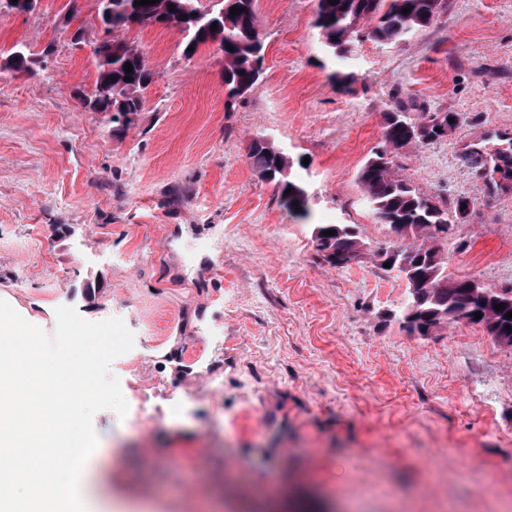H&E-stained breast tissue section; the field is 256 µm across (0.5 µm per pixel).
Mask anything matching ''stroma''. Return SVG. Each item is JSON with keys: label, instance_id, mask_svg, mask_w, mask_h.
Here are the masks:
<instances>
[{"label": "stroma", "instance_id": "1", "mask_svg": "<svg viewBox=\"0 0 512 512\" xmlns=\"http://www.w3.org/2000/svg\"><path fill=\"white\" fill-rule=\"evenodd\" d=\"M67 2L0 8V300L49 334L63 305L133 333L111 366L129 410L95 414L86 465L108 512H512V348L464 321L402 327L407 285L379 257L394 236L357 180L385 113H456L396 170L423 195L475 200L450 218L449 277L512 287V139L483 133L512 128V0H446L431 25L343 58L320 43L316 0H256L264 74L231 104L211 46L188 57L179 31L134 27L156 79L118 132L88 105L97 0L74 16ZM257 137L293 161L310 219L253 170ZM318 224L354 225L362 263L327 262Z\"/></svg>", "mask_w": 512, "mask_h": 512}]
</instances>
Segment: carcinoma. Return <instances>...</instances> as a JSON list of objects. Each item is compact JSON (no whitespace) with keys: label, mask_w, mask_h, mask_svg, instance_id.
<instances>
[{"label":"carcinoma","mask_w":512,"mask_h":512,"mask_svg":"<svg viewBox=\"0 0 512 512\" xmlns=\"http://www.w3.org/2000/svg\"><path fill=\"white\" fill-rule=\"evenodd\" d=\"M112 37L105 52L94 48L98 69L93 101L112 99V127L121 130L135 122L142 110L143 92L156 74L147 65L143 53L124 39L130 30L127 20L137 16L140 26L160 24L178 30L186 46L218 42L224 62V85L228 97H242L263 74L265 45L256 30L255 0H211L205 7L201 0H158L153 5H134V0H111ZM175 10H169V5ZM243 8L231 15L232 7ZM410 12L403 13V8ZM445 7L444 0H317L314 26L325 52L336 58L351 53L358 37L381 44L393 43L414 30L427 27ZM218 24L211 31V24ZM234 50L227 49V46ZM133 72L124 70L125 64ZM131 81H126V78ZM447 129L438 131L424 122L414 121L402 109L385 115L382 144L366 159L358 181L376 220L389 226L394 242L384 248L383 262L388 271L407 281L408 298L402 319L408 331L426 336L448 324L465 321L480 324L492 339L512 347V288H489L474 279H450L445 274L441 244L448 241V207L417 191L406 179L396 175L391 158L410 144L428 145L440 141L457 126V116ZM248 157L260 177L275 183L278 200L288 213L306 219L314 204L305 187L292 173L293 163L269 141L255 138L248 146ZM291 193H286L287 189ZM298 206H293V202ZM320 232L319 249H329L342 257L341 267L361 262L367 244L350 224H316ZM336 234L328 235L326 231ZM503 304L496 310L495 305ZM482 313L475 319L474 313Z\"/></svg>","instance_id":"carcinoma-1"}]
</instances>
